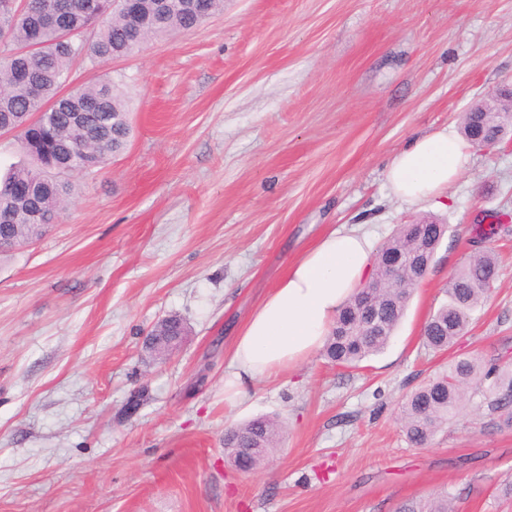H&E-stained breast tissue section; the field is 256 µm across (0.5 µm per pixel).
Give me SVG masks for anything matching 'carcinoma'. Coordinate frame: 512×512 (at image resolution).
Wrapping results in <instances>:
<instances>
[{
    "instance_id": "cac0c4a2",
    "label": "carcinoma",
    "mask_w": 512,
    "mask_h": 512,
    "mask_svg": "<svg viewBox=\"0 0 512 512\" xmlns=\"http://www.w3.org/2000/svg\"><path fill=\"white\" fill-rule=\"evenodd\" d=\"M132 16L115 0H0V27L9 45L0 47V126L20 132L21 146L30 159L0 178V210L14 214L11 235L25 242L29 211L43 210V223L54 224L63 210L69 184L47 173L69 167L75 174L99 169L124 149L131 134L125 100L112 82L88 83L64 91L71 64L79 59L106 65L129 55L148 41L177 30L200 26L224 11V0H138ZM485 135L512 132L507 112L486 113ZM447 225L424 219L403 224L377 250L372 280L383 283L370 293L359 289L341 308L324 357L331 363L357 368L382 353L403 318L416 286L425 278ZM402 256L400 270L390 276L387 263ZM498 280V263L491 251L474 254L448 280L447 300L430 316L423 342L434 352L448 350L466 329L472 313L489 297ZM379 312L374 329L363 325L361 295ZM479 384L484 403L505 415L512 427V363L484 368L477 360L448 363L411 392L401 410L407 440L425 447L459 413L465 389ZM277 420L259 417L224 430V452L239 470L258 468L277 447ZM398 512H451L448 490L403 504Z\"/></svg>"
}]
</instances>
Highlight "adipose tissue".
Here are the masks:
<instances>
[{
    "label": "adipose tissue",
    "instance_id": "ef3b65f1",
    "mask_svg": "<svg viewBox=\"0 0 512 512\" xmlns=\"http://www.w3.org/2000/svg\"><path fill=\"white\" fill-rule=\"evenodd\" d=\"M466 162L448 130L415 137L388 165L390 190L417 205L440 196ZM374 237L359 229L330 231L289 268L241 329L224 380V400L242 402L261 379L291 369L320 349L340 308L373 273Z\"/></svg>",
    "mask_w": 512,
    "mask_h": 512
}]
</instances>
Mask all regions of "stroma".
I'll return each instance as SVG.
<instances>
[{"mask_svg":"<svg viewBox=\"0 0 512 512\" xmlns=\"http://www.w3.org/2000/svg\"><path fill=\"white\" fill-rule=\"evenodd\" d=\"M107 78L125 149L0 255V512H398L443 488L453 512H512V428L480 395L423 448L398 420L450 361L512 358V145L469 149L443 204H402L385 178L414 136L460 131L512 85V0H224L196 30L74 62L67 85ZM426 216L448 231L383 353L350 369L314 352L225 406L239 329L321 235L364 224L381 243ZM486 250L490 298L428 350L450 275ZM169 315L190 333L149 360ZM260 416L282 438L244 473L224 430Z\"/></svg>","mask_w":512,"mask_h":512,"instance_id":"obj_1","label":"stroma"}]
</instances>
